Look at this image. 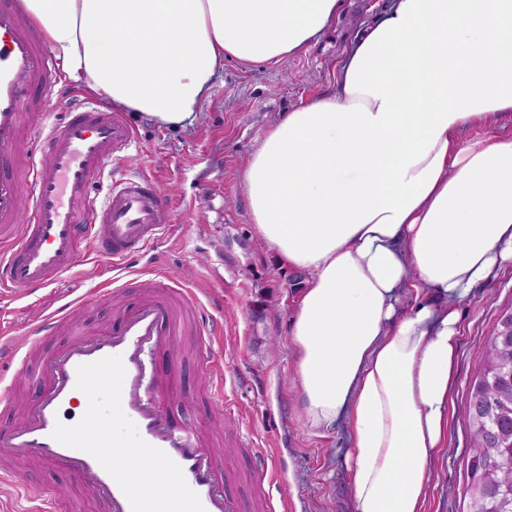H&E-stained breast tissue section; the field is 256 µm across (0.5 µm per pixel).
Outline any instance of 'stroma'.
<instances>
[{
  "instance_id": "stroma-1",
  "label": "stroma",
  "mask_w": 512,
  "mask_h": 512,
  "mask_svg": "<svg viewBox=\"0 0 512 512\" xmlns=\"http://www.w3.org/2000/svg\"><path fill=\"white\" fill-rule=\"evenodd\" d=\"M387 2L343 0L320 41L288 61L255 67L225 61L191 126L169 129L130 120L138 139L124 169L152 177L173 204L174 234L158 245L165 276L200 289L203 312H210L212 301L223 302L224 333L207 347L222 360L231 411L221 414L209 405L192 349L174 374L171 407L204 433H221L224 463L240 474L241 486L262 483L263 471L282 472L292 512H353L348 441L340 427L311 431L301 415L289 348L299 292L286 283L287 266L255 237L238 174L281 113L334 91L345 50ZM111 275L108 261L90 257L50 287L0 302V333L23 337L28 324L61 299L107 290ZM510 309L512 265L475 287L456 308L448 440L435 463L424 512H474L466 493L467 390L498 315ZM17 469L20 482L66 490L83 512H98L65 473L25 462Z\"/></svg>"
}]
</instances>
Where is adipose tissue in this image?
Wrapping results in <instances>:
<instances>
[{"instance_id": "ef3b65f1", "label": "adipose tissue", "mask_w": 512, "mask_h": 512, "mask_svg": "<svg viewBox=\"0 0 512 512\" xmlns=\"http://www.w3.org/2000/svg\"><path fill=\"white\" fill-rule=\"evenodd\" d=\"M21 3L70 80L173 129L196 120L225 61H287L341 6ZM510 118L512 0H389L335 90L283 113L242 173L255 235L305 275L297 403L313 431L345 425L355 512H423L448 438L456 307L512 265ZM410 286L427 295L405 309Z\"/></svg>"}]
</instances>
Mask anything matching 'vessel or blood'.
<instances>
[{"instance_id": "obj_1", "label": "vessel or blood", "mask_w": 512, "mask_h": 512, "mask_svg": "<svg viewBox=\"0 0 512 512\" xmlns=\"http://www.w3.org/2000/svg\"><path fill=\"white\" fill-rule=\"evenodd\" d=\"M57 64L32 32L17 0H0V288L28 295L54 284L88 254L125 264L165 229L171 203L141 173L113 180L104 199L94 186L124 158L136 130L121 114L69 98L62 118L35 123ZM147 293L117 307L112 325L84 330L87 296L65 302L32 324L23 340L0 337V364L32 386L20 420L0 426V454L66 472L101 512H252L230 491L222 460L199 430L175 417L168 393L178 361L173 344L182 320L171 299L198 305L196 289L140 280ZM70 340L43 356L35 351L61 327ZM199 364L215 404L224 402L223 373L207 353ZM152 464L186 488L183 500L140 485ZM12 484L22 508L59 512L57 497Z\"/></svg>"}]
</instances>
